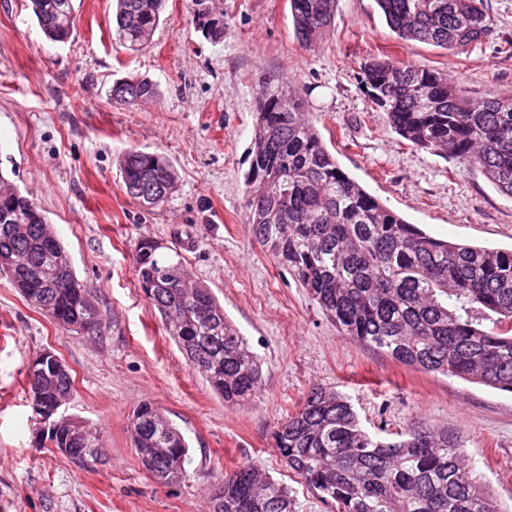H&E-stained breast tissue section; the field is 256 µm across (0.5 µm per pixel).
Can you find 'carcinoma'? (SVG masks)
Wrapping results in <instances>:
<instances>
[{
  "mask_svg": "<svg viewBox=\"0 0 512 512\" xmlns=\"http://www.w3.org/2000/svg\"><path fill=\"white\" fill-rule=\"evenodd\" d=\"M53 41L74 16L72 0H31ZM115 36L132 49L147 45L164 0H115ZM296 35L307 45L334 20L339 0H289ZM402 41L452 53L495 36L486 0H375ZM211 36L224 18L198 10ZM362 93L412 146L465 159L500 193L512 197V98L476 102L441 73L390 58L365 61ZM158 95L140 78L112 85V100L136 104ZM306 93L267 78L256 93V128L245 173L252 238L306 288L340 332L421 372L457 377L512 392V250L428 235L386 206L339 165L307 118ZM125 192L158 207L177 174L162 155L131 147L121 157ZM144 237L135 246L137 282L189 366L224 402L253 401L261 367L211 289L186 280L183 254L161 252ZM0 274L26 301L59 325L100 334L91 288L41 208L11 195L0 176ZM492 322V327L485 322ZM32 405L59 409L73 389L61 361L27 375ZM143 467L163 486L186 479L189 448L156 406L139 405L129 421ZM282 461L336 512H497L490 489L466 464L460 433L413 425L396 439L367 432L344 393L316 385L273 431ZM42 448L79 464L100 459V436L66 416L51 417ZM222 512H295L288 488L242 463L214 488Z\"/></svg>",
  "mask_w": 512,
  "mask_h": 512,
  "instance_id": "1",
  "label": "carcinoma"
}]
</instances>
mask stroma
I'll list each match as a JSON object with an SVG mask.
<instances>
[{
  "label": "stroma",
  "instance_id": "35a3bbf8",
  "mask_svg": "<svg viewBox=\"0 0 512 512\" xmlns=\"http://www.w3.org/2000/svg\"><path fill=\"white\" fill-rule=\"evenodd\" d=\"M65 43L49 41L31 0H0V172L33 198L93 288L101 335L77 334L34 309L0 274V512H207L225 471L250 462L288 486L295 512H330L288 471L271 437L309 389L346 393L382 436L421 422L463 437L475 476L512 512V393L399 364L343 336L305 288L252 238L247 149L262 74L296 82L340 166L409 223L441 239L512 247V198L468 162L411 146L361 93V63L390 56L439 71L482 101L512 96V0H488L495 39L454 53L400 41L375 0H339L329 31L302 45L288 0H207L224 38L196 32L195 0H165L151 42L129 51L112 31V0H74ZM152 80L156 99L110 100L113 82ZM162 153L177 187L161 206L124 191L121 153ZM186 236L185 267L206 284L262 364L258 398L228 404L186 362L137 283L135 244ZM70 368L61 412L100 432L103 461L83 470L36 445L43 422L26 368L44 351ZM159 407L190 447V479L162 486L142 466L129 419Z\"/></svg>",
  "mask_w": 512,
  "mask_h": 512
}]
</instances>
